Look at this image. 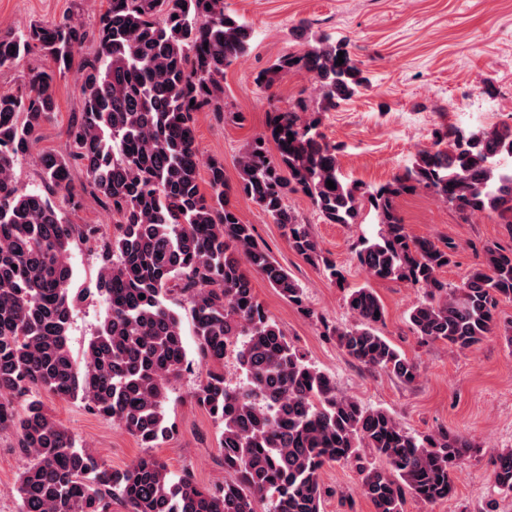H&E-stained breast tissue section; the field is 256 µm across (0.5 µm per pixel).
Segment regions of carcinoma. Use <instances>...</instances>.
<instances>
[{
  "label": "carcinoma",
  "mask_w": 512,
  "mask_h": 512,
  "mask_svg": "<svg viewBox=\"0 0 512 512\" xmlns=\"http://www.w3.org/2000/svg\"><path fill=\"white\" fill-rule=\"evenodd\" d=\"M251 41V26L227 12L224 0H107L91 31L72 18L0 29V68L35 49L47 61L28 70L17 92L0 94V430L14 432L28 460L16 487L19 512H112L115 495L125 512H321L320 473L331 463L356 470L375 512H404L409 496L433 502L454 493L470 442L443 430L411 433L389 412L339 392L308 362L257 299L249 272L309 315L304 288L260 246L230 197L258 206L284 228L298 256L339 286L347 283L345 269L324 254L288 196L308 198L326 224H361L369 209L378 232L359 243L358 265L370 279L404 281L420 292L409 311L416 335L461 351L493 335L512 346V321L498 317L499 304L512 300V248L484 245L467 278L448 284L440 272L455 263L458 245L410 235L396 207L399 196L425 189L463 220L490 211L512 230V129L437 131L412 167L367 186L343 178L339 146L324 140L318 119H302L309 105L299 98L290 110L270 113L267 131L247 143L235 185L224 162L206 163L205 194L193 115L243 120L226 113L224 74ZM87 43L92 52L83 55ZM361 65L347 41L324 36L307 52L278 58L254 83L268 92L304 70L319 83V111L326 112L368 87ZM71 69L82 104L68 126V158L41 155L43 188L28 190L16 169L57 108L56 77ZM73 164L118 224L97 272L105 317L81 361L68 345L70 246L77 236L97 237L98 227L69 223L55 200L62 192L71 209L81 206ZM176 289L191 304L205 370L194 399L221 426L224 482L214 488L189 471L173 476L153 455L112 469L33 395L79 399L143 447H159L172 432L167 386L188 363L181 317L168 305ZM346 304L353 322L326 324L325 332L354 361L414 382L416 362L378 332L385 308L374 289H349ZM231 346L245 374L235 387L222 372ZM20 397L27 398L21 413L14 406ZM492 467L495 487L512 495V450L495 454Z\"/></svg>",
  "instance_id": "1"
}]
</instances>
